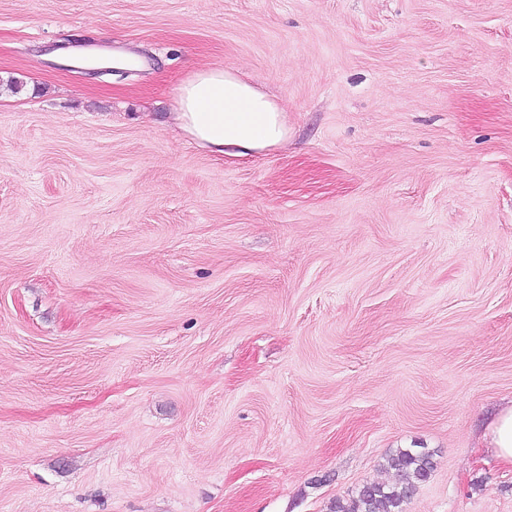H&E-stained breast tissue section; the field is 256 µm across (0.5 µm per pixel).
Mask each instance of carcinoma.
Segmentation results:
<instances>
[{
	"mask_svg": "<svg viewBox=\"0 0 512 512\" xmlns=\"http://www.w3.org/2000/svg\"><path fill=\"white\" fill-rule=\"evenodd\" d=\"M434 453L425 448H400L387 458L394 472L390 484L367 483L352 498L337 500L330 512H404L416 488L434 471Z\"/></svg>",
	"mask_w": 512,
	"mask_h": 512,
	"instance_id": "1",
	"label": "carcinoma"
}]
</instances>
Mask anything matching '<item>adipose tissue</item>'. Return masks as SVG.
I'll list each match as a JSON object with an SVG mask.
<instances>
[{"label": "adipose tissue", "instance_id": "adipose-tissue-1", "mask_svg": "<svg viewBox=\"0 0 512 512\" xmlns=\"http://www.w3.org/2000/svg\"><path fill=\"white\" fill-rule=\"evenodd\" d=\"M175 121L186 139L221 155L261 153L288 139L283 107L220 66L197 71L181 85Z\"/></svg>", "mask_w": 512, "mask_h": 512}]
</instances>
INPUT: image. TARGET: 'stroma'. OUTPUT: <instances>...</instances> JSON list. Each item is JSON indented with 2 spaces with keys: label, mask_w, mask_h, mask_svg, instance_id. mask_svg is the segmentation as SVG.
Returning <instances> with one entry per match:
<instances>
[{
  "label": "stroma",
  "mask_w": 512,
  "mask_h": 512,
  "mask_svg": "<svg viewBox=\"0 0 512 512\" xmlns=\"http://www.w3.org/2000/svg\"><path fill=\"white\" fill-rule=\"evenodd\" d=\"M219 65L285 146L179 133ZM511 404L512 0H0V512H512ZM499 458L512 464V405L501 409L487 427ZM434 453L426 448H400L387 458L391 484L367 483L352 498L336 500L330 512H404L416 488L434 471Z\"/></svg>",
  "instance_id": "1"
}]
</instances>
